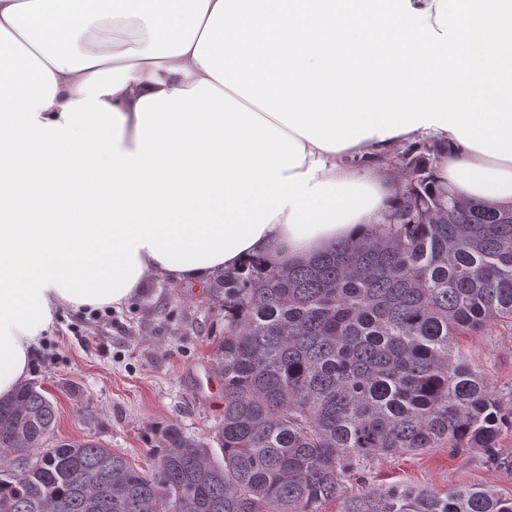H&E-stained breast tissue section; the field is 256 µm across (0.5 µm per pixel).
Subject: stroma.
<instances>
[{
  "mask_svg": "<svg viewBox=\"0 0 512 512\" xmlns=\"http://www.w3.org/2000/svg\"><path fill=\"white\" fill-rule=\"evenodd\" d=\"M224 328V303L205 283L149 278L138 293L101 318L64 313L45 337L32 380L57 408L56 436L94 440L138 468H148L169 424L206 441L224 415V392L208 363L210 335ZM462 345L491 393L512 396V329L491 323ZM92 416L75 412L76 402ZM497 461L466 449L431 448L375 458L351 491L404 483L439 492L475 485L512 497V430Z\"/></svg>",
  "mask_w": 512,
  "mask_h": 512,
  "instance_id": "35a3bbf8",
  "label": "stroma"
}]
</instances>
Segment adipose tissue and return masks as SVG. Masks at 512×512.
<instances>
[{
    "instance_id": "1",
    "label": "adipose tissue",
    "mask_w": 512,
    "mask_h": 512,
    "mask_svg": "<svg viewBox=\"0 0 512 512\" xmlns=\"http://www.w3.org/2000/svg\"><path fill=\"white\" fill-rule=\"evenodd\" d=\"M424 136L512 205V0H0V398L61 311L359 237Z\"/></svg>"
}]
</instances>
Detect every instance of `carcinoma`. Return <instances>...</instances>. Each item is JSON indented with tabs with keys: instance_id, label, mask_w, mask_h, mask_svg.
<instances>
[{
	"instance_id": "1",
	"label": "carcinoma",
	"mask_w": 512,
	"mask_h": 512,
	"mask_svg": "<svg viewBox=\"0 0 512 512\" xmlns=\"http://www.w3.org/2000/svg\"><path fill=\"white\" fill-rule=\"evenodd\" d=\"M389 158L398 199L356 240L275 268L258 258L215 283L224 380L213 442L161 431L150 467L94 440L50 441L34 383L0 399V512H512L472 485L348 492L375 457L428 448L494 455L512 400L457 343L512 326V207L435 184L438 146Z\"/></svg>"
}]
</instances>
